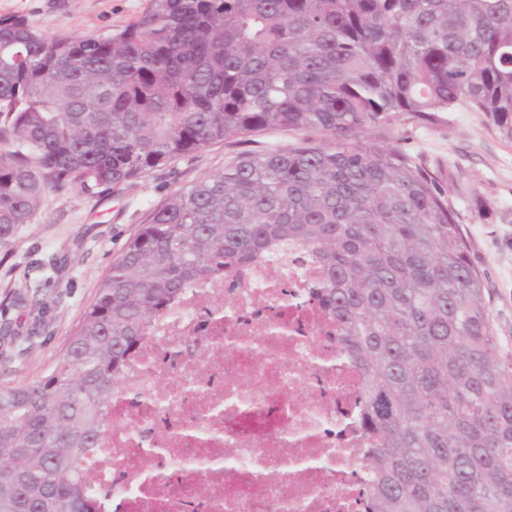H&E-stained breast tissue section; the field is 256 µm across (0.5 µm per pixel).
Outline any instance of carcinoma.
<instances>
[{
	"mask_svg": "<svg viewBox=\"0 0 512 512\" xmlns=\"http://www.w3.org/2000/svg\"><path fill=\"white\" fill-rule=\"evenodd\" d=\"M467 107L512 138V0H152L107 35L0 16V253L44 194L119 191L271 129L174 191L113 258L52 373L0 388V512H98L85 456L126 360L180 291L272 251L365 378L370 512H512V374L438 175L361 140Z\"/></svg>",
	"mask_w": 512,
	"mask_h": 512,
	"instance_id": "carcinoma-1",
	"label": "carcinoma"
}]
</instances>
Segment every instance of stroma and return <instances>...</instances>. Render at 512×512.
Listing matches in <instances>:
<instances>
[{
	"mask_svg": "<svg viewBox=\"0 0 512 512\" xmlns=\"http://www.w3.org/2000/svg\"><path fill=\"white\" fill-rule=\"evenodd\" d=\"M149 6L150 0H0V15H22L46 35H99ZM364 135L442 171L482 277L500 359L512 373V139L483 113L463 108L435 123L399 115L367 126ZM239 150L225 143L188 154L118 191H47L14 251L0 254V387L49 374L113 258L150 212L178 188L223 171Z\"/></svg>",
	"mask_w": 512,
	"mask_h": 512,
	"instance_id": "1",
	"label": "stroma"
}]
</instances>
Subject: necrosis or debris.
I'll use <instances>...</instances> for the list:
<instances>
[{
  "label": "necrosis or debris",
  "instance_id": "necrosis-or-debris-1",
  "mask_svg": "<svg viewBox=\"0 0 512 512\" xmlns=\"http://www.w3.org/2000/svg\"><path fill=\"white\" fill-rule=\"evenodd\" d=\"M318 274L268 257L155 318L85 460L100 512H366L363 377Z\"/></svg>",
  "mask_w": 512,
  "mask_h": 512
}]
</instances>
